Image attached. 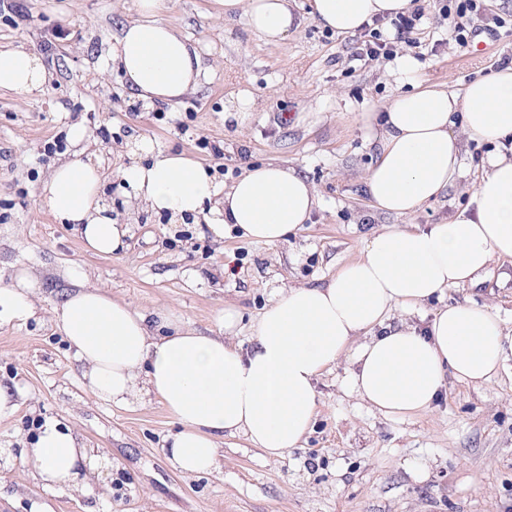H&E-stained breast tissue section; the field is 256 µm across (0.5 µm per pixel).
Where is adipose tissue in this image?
Segmentation results:
<instances>
[{"mask_svg": "<svg viewBox=\"0 0 512 512\" xmlns=\"http://www.w3.org/2000/svg\"><path fill=\"white\" fill-rule=\"evenodd\" d=\"M410 0H310L309 15L322 27L351 34L376 16L405 11ZM112 49L125 82L143 102L180 101L200 84L196 44L156 20L161 0H136ZM225 15L242 14L265 39L287 38L294 16L288 0H224ZM47 80L40 57L0 49V88L26 94ZM378 158L366 175L373 206L404 216L435 201L461 169L452 134L512 144V65L469 83L463 93L418 88L398 93L380 115ZM134 161L118 168L136 205L171 223L206 218L215 233L225 226L243 237L277 245L295 235L319 206L318 193L295 168L269 162L248 168L225 192L208 169L184 152L161 151L147 140L129 148ZM100 165L74 156L54 165L42 203L61 223L76 225L84 246L109 255L125 247L129 228L112 221L103 202ZM474 209L445 224L386 228L366 235L358 259L323 286L280 288L261 314L249 347L233 342L240 322L225 306L219 332L207 335L164 309L144 310L79 282L52 310L80 363L89 393L130 407L155 398L179 429L167 458L188 475L219 466L225 435L243 434L269 456L297 447L318 411L316 383L323 370L349 355L348 387L391 417L429 410L447 377L482 384L507 359L506 336L489 306L455 304L438 311L425 330L393 325L391 311L423 307L445 289L474 283L492 261L512 262V157L495 153L480 176ZM37 277L17 270L0 286V324H26L39 312ZM21 460L27 477L55 493H84L101 483L109 458L92 453L62 417H47L20 454L0 448V466ZM104 493L110 484L101 483Z\"/></svg>", "mask_w": 512, "mask_h": 512, "instance_id": "obj_1", "label": "adipose tissue"}]
</instances>
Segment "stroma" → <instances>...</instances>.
<instances>
[{
	"mask_svg": "<svg viewBox=\"0 0 512 512\" xmlns=\"http://www.w3.org/2000/svg\"><path fill=\"white\" fill-rule=\"evenodd\" d=\"M424 10L421 45L409 49L421 86L463 92L472 80L512 64V30L480 34L459 46L434 0ZM294 0L299 28L266 43L241 16L225 17L220 0H162L160 20L197 43L205 76L177 104L145 106L112 61L120 27L135 18V0H0V48L39 52L47 82L28 94L0 89V286L23 266L38 276L42 304L26 325L0 324V379L20 380L24 404L0 420V445L22 447L38 419L65 416L88 447L113 464L112 493L98 490L52 500L55 512H512V359L489 382L449 380L432 408L408 418L383 415L346 386L353 367L343 357L317 382L318 414L300 447L268 456L244 436L220 445V466L181 473L167 461L176 424L165 405L119 408L84 391L82 370L50 319L80 269L114 298L143 309L169 308L202 332L217 327L225 304L241 314L235 339L248 344L279 288L323 284L358 258L364 235L396 225L449 222L466 207L490 153L462 143L463 166L438 200L405 216L372 209L364 176L377 158L373 130L361 113L381 111L400 91L392 60L355 61L353 35L327 30ZM243 88L252 112H228ZM90 136L116 223L130 227L124 250L97 255L72 225L40 206L51 167L79 146L72 125ZM144 137L157 148L184 151L208 165L218 186L248 166H295L321 198L308 224L287 242L265 245L205 220L183 226L130 208L132 191L113 170L126 163V143ZM224 144L215 160L202 140ZM495 307L512 335V263L495 261L479 281L445 291L407 314L426 328L447 306ZM0 512H30L43 499L22 465L0 474Z\"/></svg>",
	"mask_w": 512,
	"mask_h": 512,
	"instance_id": "obj_1",
	"label": "stroma"
}]
</instances>
